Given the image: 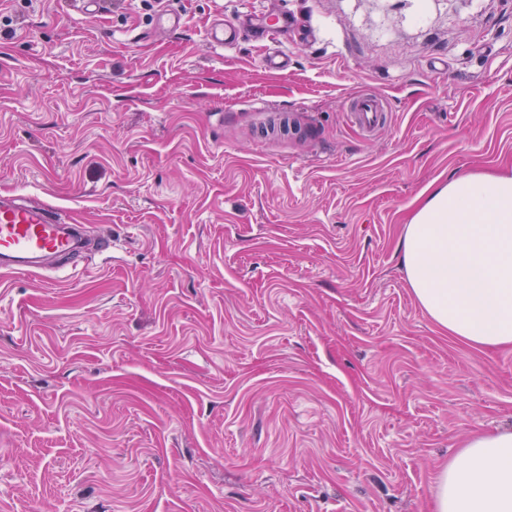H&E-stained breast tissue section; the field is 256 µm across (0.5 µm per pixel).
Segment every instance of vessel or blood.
I'll return each mask as SVG.
<instances>
[{
  "instance_id": "b4317fda",
  "label": "vessel or blood",
  "mask_w": 512,
  "mask_h": 512,
  "mask_svg": "<svg viewBox=\"0 0 512 512\" xmlns=\"http://www.w3.org/2000/svg\"><path fill=\"white\" fill-rule=\"evenodd\" d=\"M287 26L288 16L283 12L269 11L263 16L262 28L270 41H277ZM205 39L212 48H229L236 44L238 30L235 24L218 19L206 28ZM347 110L352 123L368 132L387 119L382 101L371 94L352 98ZM111 248L112 237L108 233L87 237L83 225L63 223L57 209L45 202L0 191L1 272L32 274L40 269L42 260L50 257L70 259Z\"/></svg>"
}]
</instances>
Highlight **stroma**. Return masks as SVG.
Wrapping results in <instances>:
<instances>
[{"instance_id":"obj_1","label":"stroma","mask_w":512,"mask_h":512,"mask_svg":"<svg viewBox=\"0 0 512 512\" xmlns=\"http://www.w3.org/2000/svg\"><path fill=\"white\" fill-rule=\"evenodd\" d=\"M269 8L287 71L207 45ZM476 172L512 174V0H0V190L112 234L0 274V512H433L512 428V348L440 332L400 262ZM205 39L214 49L230 48L238 40V30L235 24L224 23V19H218L206 28ZM352 123L364 131H373L387 120L382 101L375 95L363 94L351 99L346 109Z\"/></svg>"}]
</instances>
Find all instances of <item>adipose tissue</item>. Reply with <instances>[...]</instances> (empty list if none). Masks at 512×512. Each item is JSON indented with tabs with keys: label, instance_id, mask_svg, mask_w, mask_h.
I'll return each instance as SVG.
<instances>
[{
	"label": "adipose tissue",
	"instance_id": "adipose-tissue-1",
	"mask_svg": "<svg viewBox=\"0 0 512 512\" xmlns=\"http://www.w3.org/2000/svg\"><path fill=\"white\" fill-rule=\"evenodd\" d=\"M401 263L435 326L467 345H512V175L431 184L406 225ZM434 512H512V430L471 438L436 476Z\"/></svg>",
	"mask_w": 512,
	"mask_h": 512
}]
</instances>
